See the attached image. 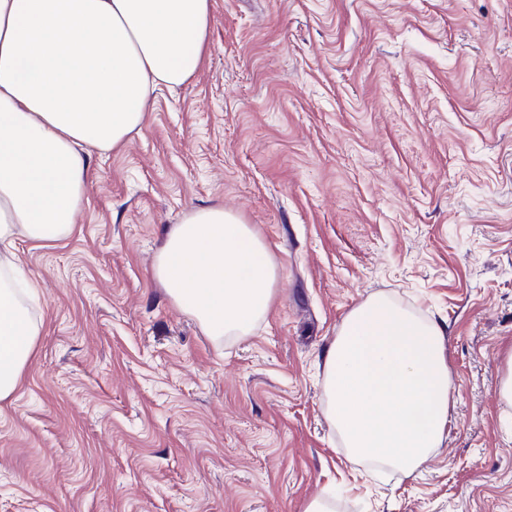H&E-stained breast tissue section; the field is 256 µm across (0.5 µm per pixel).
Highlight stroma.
<instances>
[{
    "instance_id": "1",
    "label": "stroma",
    "mask_w": 512,
    "mask_h": 512,
    "mask_svg": "<svg viewBox=\"0 0 512 512\" xmlns=\"http://www.w3.org/2000/svg\"><path fill=\"white\" fill-rule=\"evenodd\" d=\"M91 170L68 237L15 243L41 299L0 512H512V0H213L202 70ZM212 204L279 267L241 339L152 275ZM375 294L445 329L455 404L414 478L323 416L322 354Z\"/></svg>"
}]
</instances>
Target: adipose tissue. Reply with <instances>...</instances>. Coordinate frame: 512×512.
Instances as JSON below:
<instances>
[{"label":"adipose tissue","instance_id":"1","mask_svg":"<svg viewBox=\"0 0 512 512\" xmlns=\"http://www.w3.org/2000/svg\"><path fill=\"white\" fill-rule=\"evenodd\" d=\"M210 0H0V401L33 352L38 289L16 238L65 237L92 152L139 132L159 90L201 68ZM277 265L221 205L172 225L154 277L210 336L242 338L269 310ZM324 415L355 463L412 475L442 444L453 405L444 331L374 295L323 357Z\"/></svg>","mask_w":512,"mask_h":512}]
</instances>
